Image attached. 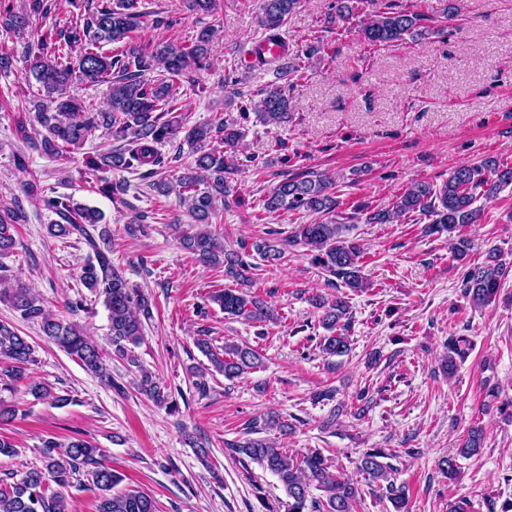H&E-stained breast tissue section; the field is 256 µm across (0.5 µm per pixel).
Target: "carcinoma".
Wrapping results in <instances>:
<instances>
[{
	"label": "carcinoma",
	"instance_id": "carcinoma-1",
	"mask_svg": "<svg viewBox=\"0 0 512 512\" xmlns=\"http://www.w3.org/2000/svg\"><path fill=\"white\" fill-rule=\"evenodd\" d=\"M28 8L14 11L10 0H0V30L17 35L25 33L34 21L56 16L59 0H27ZM141 0H101L93 10L78 14L65 23L52 22L37 41V51L28 52L31 75L40 84V97L34 104V119L44 130L34 139L28 132L29 118H15V129L21 139L40 156L56 158L84 146L97 131L105 130L120 144L112 150L86 160L92 172L131 171L160 193H168L170 184L154 180L170 164L158 146L176 139L186 143L194 155L177 179L178 194L197 224L212 223L217 206L227 207L228 180L248 167L252 158L237 152L250 114L263 123L280 124L291 118L292 101L286 87H270L259 101L240 107L239 118L184 127L174 113L170 81L205 66L213 30L201 29L188 44L161 41L155 50L143 53L128 46L131 33L143 23L145 12ZM300 0H262V25L266 40L278 41L288 17ZM424 15L405 9L383 11L361 28L364 40L371 46H393L420 31ZM127 45L112 54L102 52V44ZM162 69L163 77L154 80L144 74ZM108 83V108L93 109L70 94L73 81ZM512 185V165L486 159L479 164H464L448 173L441 184L416 182L396 197L392 207L371 209L360 203L348 219L366 224H391L407 215L418 213L428 219L422 232L431 236L444 231L459 232L480 221L481 199L495 197L503 187ZM27 192L38 198L41 206L58 217L49 225L54 236L77 233L94 252L80 274L85 287L103 298L108 311V347L104 348L87 336L79 325L66 322L50 310L43 300L22 283L6 284L0 276V301L10 304L24 321L38 325L41 333L65 353L77 359L87 370L112 384L106 357L114 356L137 369L139 391L169 411L177 404L140 364L135 348L143 341L144 322L152 318L151 301L138 288L129 284L123 273L112 265L111 249L100 246L108 231L98 229L102 215L74 201L73 197L45 192L37 181L28 183ZM339 201L333 192V180L324 174L305 172L284 177L263 200L267 212L279 210L305 211L313 216L307 224L293 227L285 244L301 245L312 252V262L340 281L338 287L359 292L365 288L363 252L360 245L347 238V225L336 221ZM27 222L19 207L0 210V257L11 253L16 239L13 231ZM182 248L205 266H222L228 277L240 287L226 288L213 295L224 315L258 322H276L275 313L259 297L241 289L251 283L249 265L242 252L224 246V242L201 228L180 237ZM255 250L268 262H277L284 251L268 239L254 244ZM508 268L495 248L489 249L485 262L469 269L463 277L464 295L475 306L495 299ZM311 305L322 311L321 324L329 332L319 341L322 353L341 356L349 350L345 333L351 311L348 294L330 300L320 293L310 297ZM196 347L207 357L214 370L228 380L240 378L261 366L259 353L247 344L226 342L215 350L208 339H195ZM470 350L465 336L448 339V355L443 371L451 376L457 360ZM35 349L13 324L0 322V392L12 390L14 383L25 378V371L35 361ZM28 393L36 399L51 396L41 383L28 384ZM53 397V396H51ZM55 404H65L69 397H53ZM484 445L481 427L471 428L459 449V455L480 452ZM229 454L252 475L250 464L276 477L290 499V512H352L361 495L360 488L340 475L336 467L318 449L305 453H288L276 439L244 438L227 444ZM391 454L382 448H369L359 459V470L369 485L381 491L393 512H409L408 486L396 483L395 469L387 462ZM41 465H34L22 477L5 488L0 487V512H69L65 491L81 486V477L91 480L100 491L96 512H157L152 497L135 489L118 486L123 476L106 464L103 450L81 437L65 443L54 438L43 441ZM56 489H51V486ZM316 489L325 494L321 502L311 495Z\"/></svg>",
	"mask_w": 512,
	"mask_h": 512
}]
</instances>
